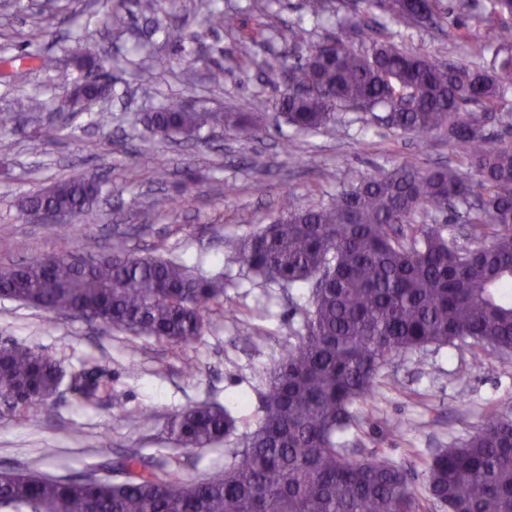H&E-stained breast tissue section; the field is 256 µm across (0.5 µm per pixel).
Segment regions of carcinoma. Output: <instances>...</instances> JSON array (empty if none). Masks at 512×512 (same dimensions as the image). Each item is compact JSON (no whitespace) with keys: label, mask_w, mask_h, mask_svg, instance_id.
Listing matches in <instances>:
<instances>
[{"label":"carcinoma","mask_w":512,"mask_h":512,"mask_svg":"<svg viewBox=\"0 0 512 512\" xmlns=\"http://www.w3.org/2000/svg\"><path fill=\"white\" fill-rule=\"evenodd\" d=\"M379 32L353 45L366 22L336 16L335 0H305L315 20L336 17V36L320 44L298 24L283 36L279 66L265 81L279 88L272 108L298 133L325 127L336 113L412 106L391 116L403 133L439 132L463 148L455 167L423 169L406 159L390 172H351L321 207L284 198L277 220L224 247L252 273L305 288L311 308L297 341L265 370L257 428L215 474L182 478L153 455L115 461L126 474L111 482L0 472V512H512V409L487 410L475 434L438 448L424 462V492L411 473L361 444L338 440L356 424L355 403L370 398L382 369L403 353L467 343L482 355L512 351V144L487 127L504 118L512 92V0L459 5L492 30L495 46L474 42L473 60L440 63L383 34L389 22L441 25L444 0H367ZM81 66L112 65L85 36L67 46ZM144 121L166 142L199 138L207 125L245 137L257 125L240 112H188L171 99ZM101 182L77 173L24 197L21 209L70 213L76 234L100 219ZM464 212L465 223H418L423 213ZM224 281L195 274L179 258L114 250L36 257L0 267V299L72 316L171 345L199 339ZM68 379L71 392L99 399L101 373L65 371L49 355L0 347V397L43 401ZM178 450L209 448L237 431L224 407L184 410L170 421Z\"/></svg>","instance_id":"cac0c4a2"}]
</instances>
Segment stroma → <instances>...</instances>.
<instances>
[{"instance_id":"35a3bbf8","label":"stroma","mask_w":512,"mask_h":512,"mask_svg":"<svg viewBox=\"0 0 512 512\" xmlns=\"http://www.w3.org/2000/svg\"><path fill=\"white\" fill-rule=\"evenodd\" d=\"M25 3L21 13L0 10L4 54L18 57L25 72L19 81L0 75V116L10 118L0 131V265L115 249L177 255L205 276L223 277L224 299L211 311L203 336L187 346L0 299V346L44 353L69 369L96 368L106 381L102 399L94 404L79 401L63 386L45 403H0V470L108 479L112 468L99 456V445L116 456L139 449L166 458L172 416L220 404L236 418L237 435L179 464L187 479L217 472L240 435L256 428L264 371L295 342L309 296L306 289L255 276L226 251L225 239L269 224L283 196L300 208L329 203L346 187L349 169L381 175L407 157L423 168L453 166L462 149L442 135L422 140L396 131L382 116L363 112H343L335 126L295 134L271 108L273 92L262 77L263 66L277 62L283 40L247 49L238 36L258 20L282 32L301 22L313 40L328 36L330 27L315 26L303 0H213L232 20L223 28L203 22L204 0H158L160 13L185 18L179 48L141 15L138 0ZM115 10L123 23L105 24V15ZM453 16L440 31L392 24L388 32L430 59L466 63L472 58L470 46L451 34L467 13L458 9ZM78 34L93 38L121 61L106 73L112 97L103 109L112 122L97 127L90 109L75 119L72 137L48 142L38 138L25 109L33 96L49 104L65 97L57 70L41 69L40 58H54L71 81L88 79V72L73 67L64 53L69 37ZM246 50L253 64L225 73L221 85L210 83V70ZM149 56L169 59L168 69L148 67ZM175 95L203 99L209 112H252L258 138L207 127L198 140L170 142L164 165H157L155 139L143 117ZM80 172L97 175L103 183L95 204L98 223L72 236L59 225L25 220L20 210L25 194ZM229 183L234 186L230 193L225 190ZM163 194L172 196L173 203L160 212L152 202ZM473 353L459 343L396 356L374 398L354 406L358 426L352 436L416 471L415 489L423 487L422 462L432 450L467 439L483 424L490 406L512 408V359L491 356L477 367ZM398 420L412 422L413 428L390 436L387 429ZM47 448L54 449L53 457H44Z\"/></svg>"}]
</instances>
